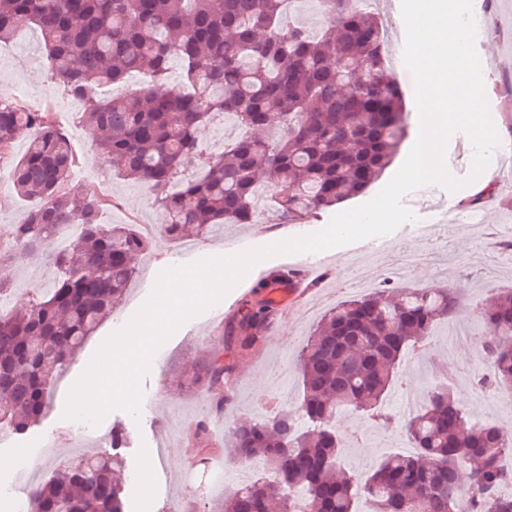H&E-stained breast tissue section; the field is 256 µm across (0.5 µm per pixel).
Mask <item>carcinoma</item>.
<instances>
[{"label":"carcinoma","mask_w":512,"mask_h":512,"mask_svg":"<svg viewBox=\"0 0 512 512\" xmlns=\"http://www.w3.org/2000/svg\"><path fill=\"white\" fill-rule=\"evenodd\" d=\"M323 20L313 32L292 0H0V43L22 26L40 31L47 76L83 103L79 122L114 174L149 186L160 212L157 236H209L224 224L257 221V173L272 180L271 205L290 224L354 198L391 164L406 136L402 95L385 53L380 14L361 0H310ZM181 61L194 93L159 91ZM148 83L127 97L98 98L95 87ZM232 118L241 135L219 154L201 131ZM20 139L11 168L18 195L35 201L0 237V263L53 245L57 276L21 307L0 310V429L23 433L43 415L57 378L109 319L139 273L154 237L135 224L107 231L109 200L70 181L77 157L51 113L0 100V155ZM70 220L80 232L62 248L55 236ZM258 282L245 312L225 326L243 351L254 350L276 302ZM460 302L443 288L384 282L325 312L297 355L303 398L242 419L224 436V456L263 460L266 473L224 498V512H512V430L478 424L444 381L397 421L386 400L404 355L425 345ZM491 371L480 388L512 392V288L476 302ZM234 366L219 357L184 371L179 384L213 395L223 412ZM399 424L414 451L380 459L362 478L339 461L336 417ZM109 448L69 459L27 494L28 512H124L123 464ZM193 440L202 461L213 443L206 419Z\"/></svg>","instance_id":"obj_1"}]
</instances>
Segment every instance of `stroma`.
Segmentation results:
<instances>
[{"mask_svg": "<svg viewBox=\"0 0 512 512\" xmlns=\"http://www.w3.org/2000/svg\"><path fill=\"white\" fill-rule=\"evenodd\" d=\"M382 14L387 19L386 54L403 96L407 136L393 162L401 167L418 131V112L414 99L411 73L403 64L405 26L401 0H382ZM474 10L483 13L485 32L477 37L475 46L482 63H493L494 78L486 80V94L495 129L503 141L497 147L491 168L503 167L505 158H512V91L505 86V71L512 68V0H473ZM44 49L36 44L35 30L21 28L17 36L0 44V83L8 89L11 99H20L56 113L71 131V143L86 177L79 186L85 192L110 199L106 224H153L157 212L146 185L127 181L113 174L108 162L97 154L88 134L79 124L76 113L70 112V100L61 87L48 82ZM476 193L475 186L449 192L441 186L419 188L406 194L403 205L415 215L442 219L441 205L452 202L461 207ZM325 211L300 224L280 220L274 209L260 212L257 223L228 224L208 238L188 242L157 241L143 256L137 279L127 298L86 342L77 358L57 380L51 403L39 422L23 434L10 432L0 436V457L7 467L0 469V512H13L11 504L27 497L30 483L42 480L59 469L71 456L88 453L104 446L112 431L123 430L126 439L119 448L124 461L125 512H142L141 487L143 467L155 458L158 448H165L162 464L152 470L154 512H191L192 492L203 478L196 462L199 458L191 439L193 423L211 416L212 401L199 391H186L177 384V376L195 363L214 356L233 362L236 379L232 386L233 406L225 413L222 424H211L213 444H222L225 432L238 418L259 413L268 405L273 391L280 384L288 386V405L297 408L302 399V386L296 365L298 351L314 325L337 303L369 293L373 272L388 266L391 259L406 252L427 254V261L396 277L395 285L406 288H447L459 298L466 312L456 322L439 325L424 352L410 355L401 363V376L387 399L393 414H405L401 404L404 395L423 400L426 391L444 374H452L455 395L470 417L480 423L501 424L503 414L496 400L480 398L472 384L475 371H490L488 361L480 359L475 338L482 325L470 306L477 297H487L502 288H512V262L498 255L495 238L512 231V185L498 183L497 196L480 210L477 223L462 225L449 246H440L434 233L410 234L395 239L387 250L356 252L351 246L333 249L334 261L324 282L313 289L304 301L287 295V281L282 278L285 257L277 256L257 264L227 295L228 300L244 305L254 285L269 279L278 282L284 295L278 314L267 328L258 351L239 355L224 338L223 323L200 319L193 328L181 327L160 349L163 365L142 381L144 399L140 419L124 411L108 414L98 426L64 418L67 387L86 368L103 340L125 324L148 297L161 268L177 263L185 251L197 257L209 256L212 249L229 243L251 242L262 246L272 243L274 236L287 232L305 235L324 228L331 219ZM55 270L47 254L32 256L26 262L0 264V279L9 281L17 290V302L38 293L52 282ZM341 460L345 469L362 474L366 465L381 457L401 452L398 438L389 428L368 427L358 438H345Z\"/></svg>", "mask_w": 512, "mask_h": 512, "instance_id": "1", "label": "stroma"}]
</instances>
